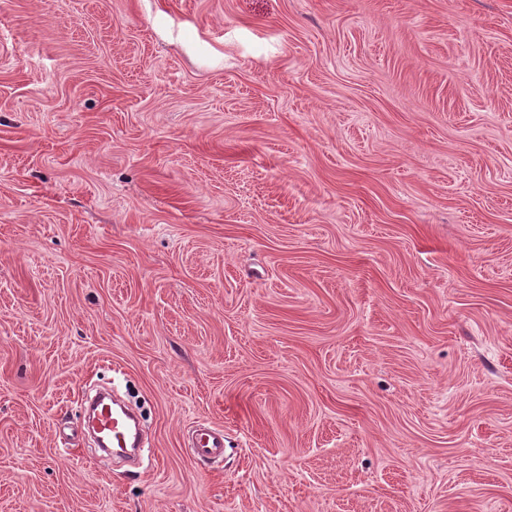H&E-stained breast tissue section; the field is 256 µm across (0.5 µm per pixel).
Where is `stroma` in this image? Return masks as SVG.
<instances>
[{"mask_svg": "<svg viewBox=\"0 0 512 512\" xmlns=\"http://www.w3.org/2000/svg\"><path fill=\"white\" fill-rule=\"evenodd\" d=\"M0 512H512V0H0ZM96 420L101 433L111 442L114 448H132L136 451L142 447L138 419L131 443L128 439L126 421L118 410H111L108 406H102L96 415ZM189 443L199 458H221L224 455V429L210 424H198L190 431Z\"/></svg>", "mask_w": 512, "mask_h": 512, "instance_id": "1", "label": "stroma"}]
</instances>
